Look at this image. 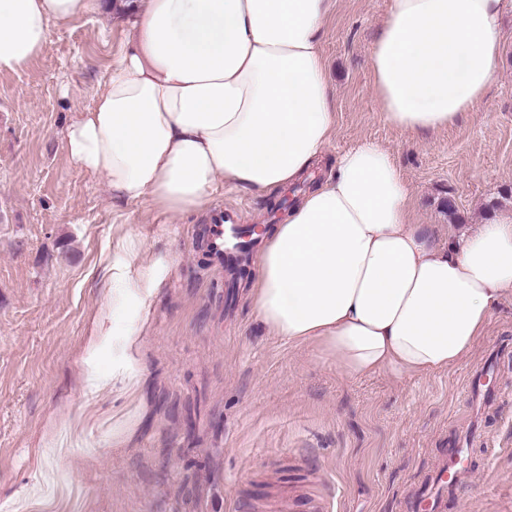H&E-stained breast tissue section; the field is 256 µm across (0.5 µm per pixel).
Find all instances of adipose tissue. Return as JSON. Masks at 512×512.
Here are the masks:
<instances>
[{"mask_svg":"<svg viewBox=\"0 0 512 512\" xmlns=\"http://www.w3.org/2000/svg\"><path fill=\"white\" fill-rule=\"evenodd\" d=\"M335 0H138L93 104L69 127L71 164L113 197L172 217L231 186L277 192L326 151L336 101L320 33ZM99 0H0V74L33 62L54 26ZM502 0H390L370 51L387 122L448 128L496 73ZM257 322L350 376L441 370L512 293V212L443 240L416 223L390 152L361 143L267 232Z\"/></svg>","mask_w":512,"mask_h":512,"instance_id":"obj_1","label":"adipose tissue"}]
</instances>
